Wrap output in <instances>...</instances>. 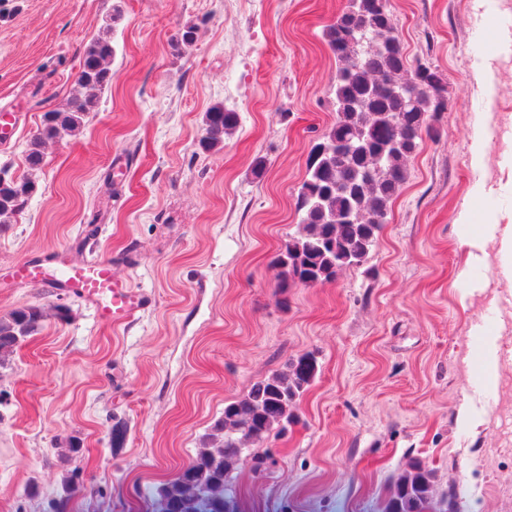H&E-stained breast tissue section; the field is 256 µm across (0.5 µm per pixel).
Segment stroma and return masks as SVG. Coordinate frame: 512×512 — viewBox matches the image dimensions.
I'll return each mask as SVG.
<instances>
[{"instance_id": "1", "label": "stroma", "mask_w": 512, "mask_h": 512, "mask_svg": "<svg viewBox=\"0 0 512 512\" xmlns=\"http://www.w3.org/2000/svg\"><path fill=\"white\" fill-rule=\"evenodd\" d=\"M347 4L0 0V108L16 110L0 177L36 184L0 224V315L46 312L0 368V512H151L225 402L304 354L318 374L296 420L229 474L238 512H382L411 458L434 472L430 512H512V258L495 240L460 245L490 218L512 230V52L499 39L512 0H390L409 58L445 76L448 108L366 261L282 288L271 261L337 118L321 34ZM188 23L195 41L174 48ZM106 36L111 86L30 169L44 112L79 95L83 52ZM217 102L238 125L205 152ZM60 249L109 260L149 307L113 327L79 294L8 279Z\"/></svg>"}]
</instances>
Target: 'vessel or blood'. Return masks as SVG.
I'll return each mask as SVG.
<instances>
[{
	"label": "vessel or blood",
	"instance_id": "obj_1",
	"mask_svg": "<svg viewBox=\"0 0 512 512\" xmlns=\"http://www.w3.org/2000/svg\"><path fill=\"white\" fill-rule=\"evenodd\" d=\"M13 275L51 288L78 291L105 324L132 323L150 304L147 293L115 276L110 263L101 259L74 265L67 260L65 252L60 251L48 263L17 265Z\"/></svg>",
	"mask_w": 512,
	"mask_h": 512
}]
</instances>
